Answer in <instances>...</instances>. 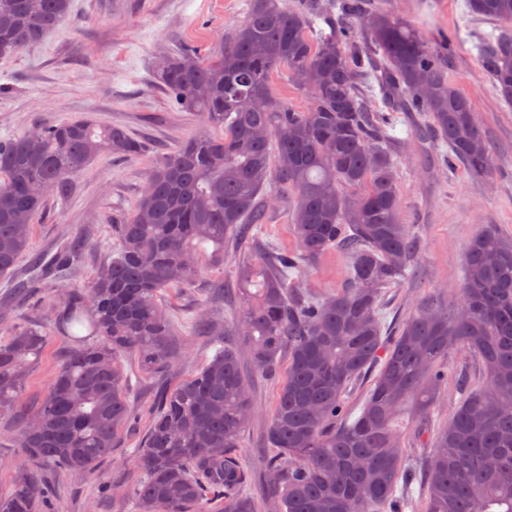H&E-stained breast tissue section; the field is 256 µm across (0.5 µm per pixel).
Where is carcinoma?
<instances>
[{"label":"carcinoma","mask_w":512,"mask_h":512,"mask_svg":"<svg viewBox=\"0 0 512 512\" xmlns=\"http://www.w3.org/2000/svg\"><path fill=\"white\" fill-rule=\"evenodd\" d=\"M465 2L473 17L512 24V0ZM335 7L248 0L245 19L210 58L188 48L158 58L155 77L179 110L216 134L159 158L132 213L112 225L117 246L91 284L40 305L36 323L0 342V414L15 418L24 455L0 512H43L45 473L93 474L112 456L133 417L120 356L143 374L171 371L163 293L193 287L203 260L224 259L241 225L265 222L261 195L273 179L295 196L297 248L243 266L232 324L206 303L188 319L184 339L211 336L215 352L160 392L135 450L134 512H210L213 496L221 512H257L235 455L255 411L243 353L262 377L288 359L265 433L267 512H403L416 481L419 512H512V238L490 226L470 241L455 301L420 306L391 338L381 317L384 289L405 280L413 259L389 134L399 113H423L448 161L475 177L492 175V147L445 75L452 40L430 41L374 0ZM70 8L71 0H0V56L41 42ZM318 19L330 32L315 38ZM475 48L512 103V33L484 36ZM278 71L309 96L307 110L273 97ZM377 92L388 111L367 108ZM144 151L123 128L90 118L0 139V277L13 276L29 250L48 196L65 199L101 154ZM203 243L213 246L207 257ZM338 245L349 249L350 287L320 297L289 290L308 258ZM77 254L69 242L11 287L21 297L53 287ZM50 333L68 337L67 356L30 405L26 382ZM457 350L479 358L482 381L432 436L420 470L398 423L406 415L428 425ZM377 363L353 419L347 395Z\"/></svg>","instance_id":"obj_1"}]
</instances>
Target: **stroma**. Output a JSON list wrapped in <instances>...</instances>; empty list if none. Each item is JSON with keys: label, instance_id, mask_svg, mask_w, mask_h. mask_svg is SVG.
<instances>
[{"label": "stroma", "instance_id": "35a3bbf8", "mask_svg": "<svg viewBox=\"0 0 512 512\" xmlns=\"http://www.w3.org/2000/svg\"><path fill=\"white\" fill-rule=\"evenodd\" d=\"M380 7L410 21L426 38L454 36L455 49L447 76L472 102L476 119L492 145L494 176L470 175L448 168L442 150L425 134L424 119L402 113L392 129L402 151L398 187L402 218L418 243L414 269L401 285L389 288L383 323L394 329L420 302L438 296L454 299L464 275L469 241L486 225L512 238V104L497 95L477 59L478 36L497 33L495 21L466 15L464 0H376ZM247 0H71L68 17L39 44L0 57V138L22 134L31 123L62 122L83 116L124 127L146 147L131 159L103 155L75 176L71 195L48 198L34 227L30 250L17 264L26 274L34 257L51 254L65 240L82 239L85 251L67 277L70 288L89 285L100 262L114 247L112 218L131 213L158 155L173 152L205 125L195 114L178 110L157 83V56L188 44L197 53H214L224 35L244 20ZM266 223L249 226L247 239L237 240L222 263H204L195 287L166 294L176 324H183L207 296L235 287L238 264L255 259L260 247L287 251L296 246L292 231L294 197L279 183ZM349 255L336 247L308 263L294 288L322 295L346 287ZM68 341L53 334L31 372L25 399L37 400L47 388ZM121 363L130 373L129 400L135 409L120 432L117 448L95 475L68 473L55 482V512H131L128 487L133 477L134 448L143 441L152 416L155 380L136 372L131 358ZM448 390L434 413L435 424L452 414L464 384H477L480 364L466 352L448 360ZM256 413L237 453L248 472L256 499L266 493L261 462L268 454L263 434L275 404L279 379L254 375Z\"/></svg>", "mask_w": 512, "mask_h": 512}]
</instances>
